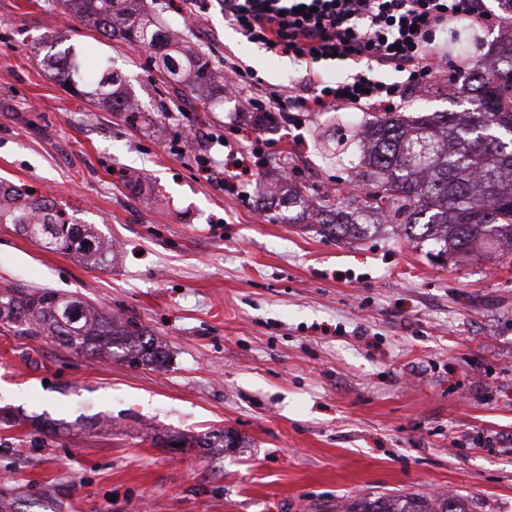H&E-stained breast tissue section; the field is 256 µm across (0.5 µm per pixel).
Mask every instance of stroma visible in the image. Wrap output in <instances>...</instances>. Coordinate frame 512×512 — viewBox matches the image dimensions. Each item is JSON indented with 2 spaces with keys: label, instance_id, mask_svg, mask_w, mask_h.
<instances>
[{
  "label": "stroma",
  "instance_id": "1",
  "mask_svg": "<svg viewBox=\"0 0 512 512\" xmlns=\"http://www.w3.org/2000/svg\"><path fill=\"white\" fill-rule=\"evenodd\" d=\"M172 2L143 0L215 68L237 58L275 89L304 74L225 28L222 0ZM511 26L460 24L435 49L460 38L478 59ZM66 52L124 75L138 127L70 89ZM452 76L400 111L449 110ZM336 117L252 132L238 98L204 107L62 0H0V179L53 191L115 249L100 270L0 224V289L82 298L169 349L137 367L0 322V512H345L399 493L512 512V264L441 263L390 224L336 242L258 203L266 175L347 192L356 156L314 136ZM232 148L251 159L229 191ZM225 430L238 447L175 444Z\"/></svg>",
  "mask_w": 512,
  "mask_h": 512
}]
</instances>
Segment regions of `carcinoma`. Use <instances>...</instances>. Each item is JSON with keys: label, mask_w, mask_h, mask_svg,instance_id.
Masks as SVG:
<instances>
[{"label": "carcinoma", "mask_w": 512, "mask_h": 512, "mask_svg": "<svg viewBox=\"0 0 512 512\" xmlns=\"http://www.w3.org/2000/svg\"><path fill=\"white\" fill-rule=\"evenodd\" d=\"M86 26L128 44L160 53L164 69L191 91H205L224 79L206 56L191 49L139 7L142 0H65ZM67 77L81 79L89 100L102 99L135 124L141 116L121 88L120 78L99 64L76 57L63 62ZM469 109L385 112L362 126L342 116L317 137L339 147L357 137L362 158L351 180L364 194L349 209L328 197H314L307 186L290 184L283 195L262 197L268 210L288 209L282 221H304L336 240H361L368 216L396 224L412 243L431 241L434 257L464 258L481 248L512 251V33L494 53L458 73ZM0 224H14L27 237L54 250L75 253L99 267L112 244L91 224H74L33 192L0 183ZM0 319L20 323L33 336H53L77 352L121 356L130 363L161 364L165 345L138 327L129 328L110 313L49 289L10 288L0 292ZM346 512H470L461 498L380 495L354 501Z\"/></svg>", "instance_id": "1"}]
</instances>
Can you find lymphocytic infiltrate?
I'll use <instances>...</instances> for the list:
<instances>
[{"label": "lymphocytic infiltrate", "instance_id": "1", "mask_svg": "<svg viewBox=\"0 0 512 512\" xmlns=\"http://www.w3.org/2000/svg\"><path fill=\"white\" fill-rule=\"evenodd\" d=\"M482 0H224V23L267 52L306 64L301 80L269 88L258 71L226 59L233 86L249 91L251 112H323L371 105L394 111L406 91L428 87L444 61L433 49L437 31L451 23L492 24ZM321 61H351L359 72L328 84ZM396 74L379 80L377 70Z\"/></svg>", "mask_w": 512, "mask_h": 512}]
</instances>
